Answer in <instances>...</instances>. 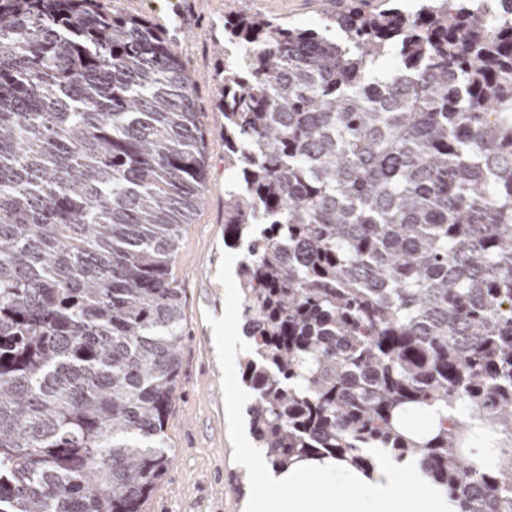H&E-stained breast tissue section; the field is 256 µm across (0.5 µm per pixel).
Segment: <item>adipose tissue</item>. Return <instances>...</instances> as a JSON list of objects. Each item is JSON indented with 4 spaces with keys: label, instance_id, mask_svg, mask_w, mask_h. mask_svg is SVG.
<instances>
[{
    "label": "adipose tissue",
    "instance_id": "ef3b65f1",
    "mask_svg": "<svg viewBox=\"0 0 512 512\" xmlns=\"http://www.w3.org/2000/svg\"><path fill=\"white\" fill-rule=\"evenodd\" d=\"M458 417L472 431L466 455L476 469L493 473L512 462V446L496 428L464 410ZM362 454V466L320 456L274 471L243 453L253 493L242 512H459L448 489L414 459L398 462L374 448Z\"/></svg>",
    "mask_w": 512,
    "mask_h": 512
}]
</instances>
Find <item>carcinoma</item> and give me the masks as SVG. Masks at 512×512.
Masks as SVG:
<instances>
[{
	"label": "carcinoma",
	"mask_w": 512,
	"mask_h": 512,
	"mask_svg": "<svg viewBox=\"0 0 512 512\" xmlns=\"http://www.w3.org/2000/svg\"><path fill=\"white\" fill-rule=\"evenodd\" d=\"M224 40L258 448L275 469L417 457L461 512H512V462L477 471L454 416L397 429L462 403L512 439V0L321 30L237 15ZM206 178L191 83L147 20L0 0V512H143ZM439 416L435 409H412L402 417V425L410 432L426 438L431 437L438 428Z\"/></svg>",
	"instance_id": "1"
}]
</instances>
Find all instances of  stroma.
<instances>
[{"mask_svg":"<svg viewBox=\"0 0 512 512\" xmlns=\"http://www.w3.org/2000/svg\"><path fill=\"white\" fill-rule=\"evenodd\" d=\"M156 24L177 52L194 87L207 140V186L193 222L185 225L174 262L184 302V337L173 404L164 424L172 461L146 512H240L251 481L240 463L255 449L248 407L254 394L242 381L252 346L227 363L217 342L244 333L243 295L229 263L243 248L224 244V21L259 14L302 28H323L331 14L353 7L372 14L392 0H104Z\"/></svg>","mask_w":512,"mask_h":512,"instance_id":"obj_1","label":"stroma"}]
</instances>
